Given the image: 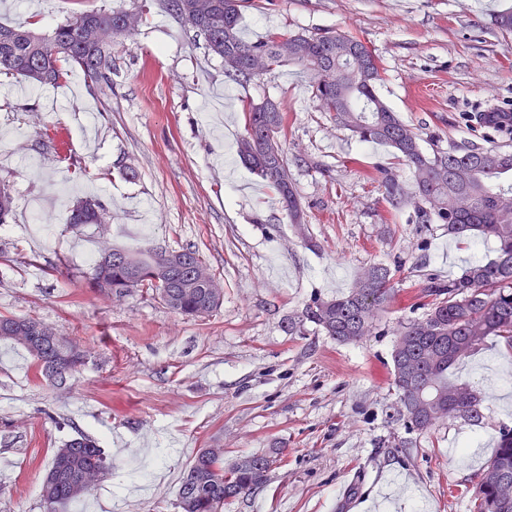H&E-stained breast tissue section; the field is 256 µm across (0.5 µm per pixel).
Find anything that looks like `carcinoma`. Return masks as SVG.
I'll use <instances>...</instances> for the list:
<instances>
[{
	"label": "carcinoma",
	"instance_id": "cac0c4a2",
	"mask_svg": "<svg viewBox=\"0 0 512 512\" xmlns=\"http://www.w3.org/2000/svg\"><path fill=\"white\" fill-rule=\"evenodd\" d=\"M247 0H171L179 19L204 36L208 52L224 61V73L253 81L288 62L308 69L312 95L336 125L361 142L393 148L413 169L412 197L420 224H443L457 239L476 238L494 245L496 258L476 263L448 281L435 274L424 279L420 295L422 316L399 324L391 352L390 381L401 403L398 421L408 432L430 433L443 421L462 420L478 426L484 419V393L451 380L448 370L469 358L489 337L512 351V152L473 148L462 154L420 148V135L406 125L378 94L383 80L378 57L358 37L337 31L286 36L271 32L245 41L239 31ZM135 15L122 9L83 11L51 33L0 22V74L19 77L32 86L57 85L80 71L98 83L109 79L112 58L107 41L125 34ZM336 70L337 82L325 83L321 71ZM245 131L237 142L238 155L258 178L277 194L294 224L304 223V210L288 177L284 150L286 116L274 101L243 102ZM386 197L399 207L407 192L395 174L382 172ZM14 210V197L0 186V224ZM104 206L84 200L74 207L69 223L96 224ZM115 257L96 260L89 287L98 293L128 296L152 292L171 310L197 317L210 315L223 303L194 284L185 268L165 277L166 293L150 281L135 279L140 267L160 265L154 250L116 249ZM391 273L376 265L367 270L348 294L331 299L314 297L302 318L342 343L371 335L378 314L393 297ZM41 322L26 317L0 316V341L22 346L31 357L34 377L61 386L82 371L86 354L65 336L32 339ZM275 463L269 454H255L224 466V449L201 448L185 470L178 490L181 512H222L224 502L249 496L263 488ZM111 467L103 448L80 433L56 449L42 481L45 512H62L96 488ZM471 512H512V428L500 429L497 448L486 462L475 487Z\"/></svg>",
	"mask_w": 512,
	"mask_h": 512
}]
</instances>
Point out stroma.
I'll return each instance as SVG.
<instances>
[{"label":"stroma","instance_id":"35a3bbf8","mask_svg":"<svg viewBox=\"0 0 512 512\" xmlns=\"http://www.w3.org/2000/svg\"><path fill=\"white\" fill-rule=\"evenodd\" d=\"M512 0H250L249 41L345 31L380 58L379 94L426 153L512 151V34L490 23ZM123 8L135 29L113 38L109 82L72 74L31 87L0 74V181L15 196L0 224V316L31 317L86 349L62 388L34 382L30 358L0 341V512H44L54 448L84 432L112 467L67 512H178L179 483L198 449L225 464L272 448L266 486L223 512H349L397 482L398 512H470L472 488L512 428V354L488 340L453 369L490 391L481 426L436 431L397 422L390 354L400 322L420 317L424 274L461 276L494 258L391 209L381 169L411 189L390 147L336 128L289 63L245 84L224 74L203 36L159 0H0V21L50 33L74 13ZM271 98L287 116L288 175L306 220L291 223L273 189L241 162V102ZM98 198L104 224L71 227L77 201ZM51 224L37 227L36 212ZM196 250L224 285L212 316L176 314L137 292L112 299L87 285L106 247ZM390 268L395 297L378 333L339 343L301 314L347 293L370 265Z\"/></svg>","mask_w":512,"mask_h":512}]
</instances>
